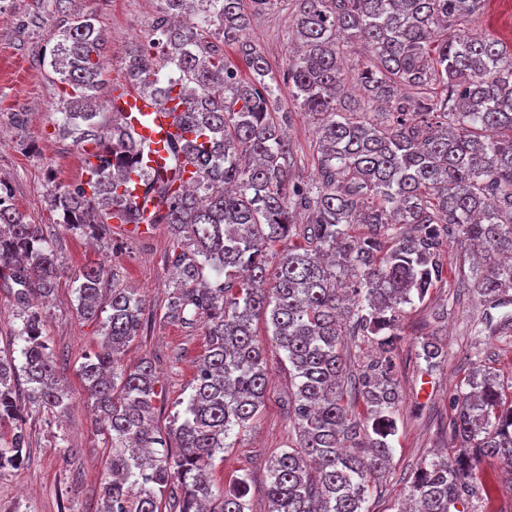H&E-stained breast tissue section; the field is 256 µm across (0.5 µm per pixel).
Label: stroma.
Wrapping results in <instances>:
<instances>
[{
  "label": "stroma",
  "mask_w": 512,
  "mask_h": 512,
  "mask_svg": "<svg viewBox=\"0 0 512 512\" xmlns=\"http://www.w3.org/2000/svg\"><path fill=\"white\" fill-rule=\"evenodd\" d=\"M38 0H0V127L13 130V140L0 146V181L8 183L16 206L29 223L42 225L58 241L66 273L54 302L43 311V334L57 361V373L67 386L73 405L58 414L30 405L23 428L29 448L23 463L0 471V512H98V493L106 471L108 444L87 405L79 376L82 357L94 350L101 337L98 321L81 319L76 311L74 273L90 262L107 264L124 286L139 289L145 298L143 332L128 346L122 363L134 366L150 358L160 377L163 396L156 404L154 424L166 429L179 401L191 393L196 364L204 352L200 326L165 319L170 269L165 257L173 239L166 225H156L142 238L120 241L116 234L90 237L69 229L47 199L49 179L74 185L85 177L79 146L63 137L57 127L64 101L56 74L39 62L56 44L52 30L28 20ZM160 0H82V9L94 12L111 37L105 76L120 75L130 42L145 36L160 10ZM469 31L489 33L512 42V0H489L486 12L471 18ZM246 37L266 57L276 75L287 69L292 33L289 15L277 5L253 18ZM279 104L288 112L285 128L302 180L316 174V134L311 116L296 108L287 91ZM25 115L24 127L14 125V113ZM443 278L423 301L406 306L402 336L395 357V374L402 402L397 429L390 439V466L370 493V512H398L409 494V482L420 463L454 446L449 424L454 415L457 388L466 374L482 365L512 382V336H474V327L486 317L512 313L464 291L460 282L470 263L456 242L444 249ZM434 336L448 357L428 368L420 357V343ZM270 380L265 405L252 425L241 433L235 447L216 461L213 477L228 485L240 474L250 476L247 499L251 512H267L265 461L275 451L293 444L286 404L291 380L280 351L266 347Z\"/></svg>",
  "instance_id": "35a3bbf8"
}]
</instances>
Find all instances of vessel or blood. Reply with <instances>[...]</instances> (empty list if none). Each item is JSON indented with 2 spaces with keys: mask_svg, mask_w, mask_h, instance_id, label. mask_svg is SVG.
<instances>
[{
  "mask_svg": "<svg viewBox=\"0 0 512 512\" xmlns=\"http://www.w3.org/2000/svg\"><path fill=\"white\" fill-rule=\"evenodd\" d=\"M115 104L122 114L125 125L138 139L149 141L151 154L142 156L139 161V172L131 173L129 183L132 187L131 197L142 212H151L154 202L151 196L145 195L141 183V170L152 173L172 172L173 158L169 146L168 135L172 130V117L169 106L160 105L154 99L141 96L131 88H124L123 94Z\"/></svg>",
  "mask_w": 512,
  "mask_h": 512,
  "instance_id": "1",
  "label": "vessel or blood"
}]
</instances>
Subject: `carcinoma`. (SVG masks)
Returning a JSON list of instances; mask_svg holds the SVG:
<instances>
[{"mask_svg":"<svg viewBox=\"0 0 512 512\" xmlns=\"http://www.w3.org/2000/svg\"><path fill=\"white\" fill-rule=\"evenodd\" d=\"M148 36L128 47L123 78L134 90L179 107L173 125L191 134L174 149L192 170L157 178L161 202L147 225H167L176 246L165 318L202 326L200 357L184 415L167 436L152 426L161 396L153 362L120 364L144 328L145 299L112 283L103 264L81 270L77 312L102 322L98 349L80 374L87 400L110 442L100 512H162L178 493V512H250L248 474L214 483L216 457L235 446L267 395L265 348L253 322L263 320L288 361V421L297 442L266 464L268 512H369L373 484L392 455L401 398L394 354L403 306L423 301L444 271L443 244L471 251L462 286L506 303L512 289V48L492 35L461 29L486 0H284L296 38L283 80L244 38L254 15L273 0H161ZM73 0H45L35 21L53 28L49 66L64 85L60 131L80 146L87 179L56 186L50 205L74 229L123 235L141 218L127 196L139 146L108 100L101 60L110 43L93 13ZM361 41L368 63L349 74L343 43ZM235 46L252 72L243 80L224 58ZM316 120L318 180L293 177L294 157L281 134L288 113L272 98L280 84ZM381 107L384 118L367 117ZM275 265L267 255L276 244ZM64 268L58 246L30 224L0 183V284L20 309L21 364L0 352V470L16 468L26 448L24 405L64 413L72 404L58 382L32 303L51 295ZM512 315L488 318L477 335L506 333ZM372 336L378 357L364 364L354 393L362 420L345 403V336ZM420 356L431 368L446 358L433 338ZM458 448L422 463L411 493L416 512H467L492 500L480 476L483 458L512 468V389L478 369L454 401Z\"/></svg>","mask_w":512,"mask_h":512,"instance_id":"cac0c4a2","label":"carcinoma"}]
</instances>
